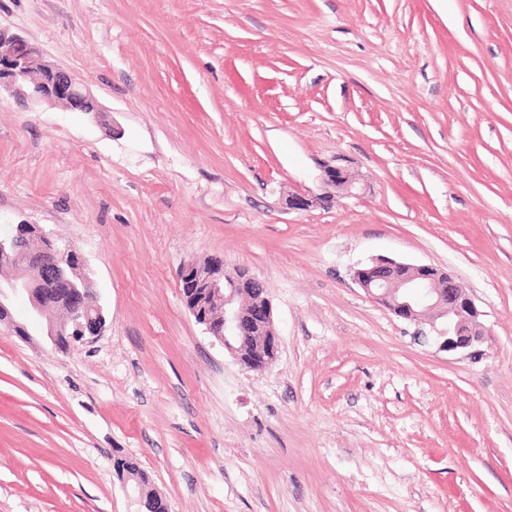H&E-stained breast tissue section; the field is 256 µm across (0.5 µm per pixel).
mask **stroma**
<instances>
[{
    "mask_svg": "<svg viewBox=\"0 0 512 512\" xmlns=\"http://www.w3.org/2000/svg\"><path fill=\"white\" fill-rule=\"evenodd\" d=\"M99 111L0 94V226L73 245L104 308L60 352L0 330V512H512V0H0ZM350 161L357 198L321 194ZM264 284L253 372L182 297L188 259ZM386 256L450 271L460 353L369 298ZM348 161L337 157L331 162H325L322 165L323 183L325 191L315 199H309L302 195L292 194L288 195L286 199V206L288 210H306L313 205H328L334 202L335 195L330 191V188L343 189V194L347 196H357L358 182L349 173V166L343 165Z\"/></svg>",
    "mask_w": 512,
    "mask_h": 512,
    "instance_id": "35a3bbf8",
    "label": "stroma"
}]
</instances>
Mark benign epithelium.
I'll return each instance as SVG.
<instances>
[{
  "label": "benign epithelium",
  "mask_w": 512,
  "mask_h": 512,
  "mask_svg": "<svg viewBox=\"0 0 512 512\" xmlns=\"http://www.w3.org/2000/svg\"><path fill=\"white\" fill-rule=\"evenodd\" d=\"M35 48L18 35L0 30V92L26 95L37 100L57 101L72 110L98 112L96 101L73 75L46 65L39 76L31 73ZM325 191L315 199L292 194L286 199L290 210H306L335 200L331 189L358 195V182L349 173L345 159L338 157L322 165ZM78 252L61 248L43 235L35 224H15L0 233V263L14 266L19 274L0 281V324L18 328L13 304L20 298L29 302L30 319L39 323L44 341L56 343L61 336L90 340L102 332L106 318L99 305L93 281L71 267ZM186 307L204 331L220 342L244 368L264 371L277 359L279 340L274 329L272 304L263 283L241 268L230 269L224 258L190 259L180 268ZM355 283L374 301L397 317L415 324H428L437 333L439 348L466 352L484 339L480 312L467 288L451 272L428 264H413L391 258H376L354 271ZM57 292L34 296L36 283ZM66 305L69 320L51 317L54 307ZM224 307L221 316L211 313L213 305ZM252 340L265 344V354L252 359L244 347ZM138 512H169L160 494L138 497Z\"/></svg>",
  "instance_id": "benign-epithelium-1"
}]
</instances>
